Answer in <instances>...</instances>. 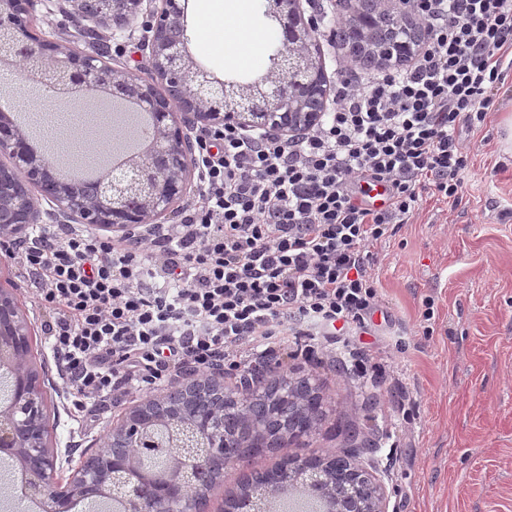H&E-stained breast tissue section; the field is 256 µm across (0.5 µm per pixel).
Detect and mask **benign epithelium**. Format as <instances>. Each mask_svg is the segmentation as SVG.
I'll return each instance as SVG.
<instances>
[{"instance_id":"benign-epithelium-1","label":"benign epithelium","mask_w":512,"mask_h":512,"mask_svg":"<svg viewBox=\"0 0 512 512\" xmlns=\"http://www.w3.org/2000/svg\"><path fill=\"white\" fill-rule=\"evenodd\" d=\"M89 21L106 29L119 21L122 27L138 20L144 0H97ZM190 0H161L150 12L147 28L149 62L155 75L172 88L156 93L154 84L124 68L106 64L90 53H76L34 37L28 18L35 0H0V66L18 67L24 78L36 81L70 107L89 93L101 92L134 98L152 115L149 148L126 158L123 169L133 172L117 182L107 177L96 196L87 198L72 184L54 185L49 199L55 218L64 222L130 233L154 224L190 188L192 133L200 126L221 130L226 125L261 128L288 135L317 124L327 98V80L320 61L317 30L299 10V0H266V13L277 21L280 47L260 79L249 84L219 81L197 64L188 44L177 37ZM0 248L13 251L27 239V229L43 223V213L32 201L30 187L45 184L52 167L46 155L32 153L25 133L0 124ZM29 328L20 315L12 288L0 289V362L10 369L17 392L13 403L0 408V448L12 456L21 471L24 493L40 512H72L76 502L89 496L112 497L115 475L124 482L127 512H164V505L196 500L200 486L214 474H224V447L211 451L208 460L187 470V444L172 457L163 482L142 477L137 434L165 419H181L191 431L206 432L224 426V403L204 391L173 403L143 402L127 413L84 456L65 485L56 481L57 452L42 431L44 397L28 352ZM251 420L239 419V447L290 448L299 436L287 433L276 442L252 437ZM285 478L299 484L311 464L308 456L289 455ZM336 477L320 488L326 512H386L383 486L354 461L329 455L322 459Z\"/></svg>"}]
</instances>
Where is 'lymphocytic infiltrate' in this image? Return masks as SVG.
<instances>
[{"label": "lymphocytic infiltrate", "mask_w": 512, "mask_h": 512, "mask_svg": "<svg viewBox=\"0 0 512 512\" xmlns=\"http://www.w3.org/2000/svg\"><path fill=\"white\" fill-rule=\"evenodd\" d=\"M424 36L410 62L339 60L332 106L288 136L194 132L200 190L169 224L105 237L68 224L16 254L71 414L185 372L316 362L378 302L376 248L424 193L458 198L461 128L483 123L512 68V0H408ZM385 184L389 202L368 200Z\"/></svg>", "instance_id": "f902f5d3"}]
</instances>
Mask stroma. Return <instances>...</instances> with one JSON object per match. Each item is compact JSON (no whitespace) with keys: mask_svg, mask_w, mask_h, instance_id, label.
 I'll list each match as a JSON object with an SVG mask.
<instances>
[{"mask_svg":"<svg viewBox=\"0 0 512 512\" xmlns=\"http://www.w3.org/2000/svg\"><path fill=\"white\" fill-rule=\"evenodd\" d=\"M189 49L217 77L250 82L265 73L269 51L252 52L241 16L222 32L225 0H191ZM67 0H38L32 28L41 38L84 52L83 21L67 16ZM104 42L126 52L109 63L147 81L155 76L140 39L102 30ZM0 99L25 113L51 101L31 92L18 68L0 67ZM512 106V74L476 129H462L469 147L466 189L458 200L425 197L411 223L378 249L373 274L380 308L365 333L329 346L307 365L281 349L282 367L308 377L325 397L326 417L299 445L298 454L323 457L351 447V432L374 441L358 462L384 485L387 512H512V156L502 154L500 127ZM83 122L61 134L59 150L79 146L89 155L101 145L87 132L103 111L94 99L81 106ZM17 284L30 327L32 360L44 387L49 443L59 458L79 465L81 454L142 396L125 390L90 420H73L67 387L50 357L44 313L17 261L0 251V285ZM433 300L431 335L419 326L424 300ZM375 356L384 368L360 385L336 368L347 347Z\"/></svg>","mask_w":512,"mask_h":512,"instance_id":"35a3bbf8","label":"stroma"}]
</instances>
